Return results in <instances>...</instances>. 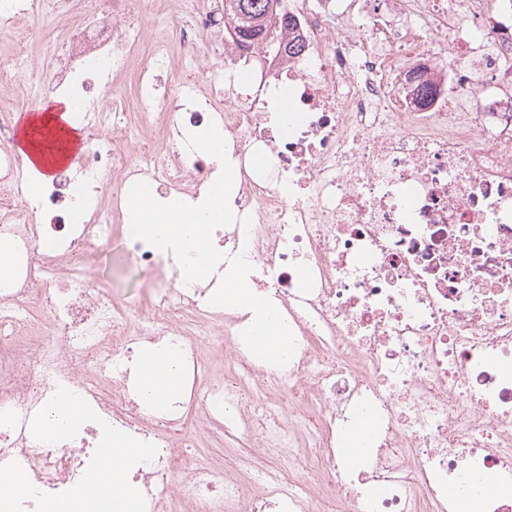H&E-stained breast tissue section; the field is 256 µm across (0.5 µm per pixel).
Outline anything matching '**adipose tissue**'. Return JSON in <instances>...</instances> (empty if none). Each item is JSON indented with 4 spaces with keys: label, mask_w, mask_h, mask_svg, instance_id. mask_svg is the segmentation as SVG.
Instances as JSON below:
<instances>
[{
    "label": "adipose tissue",
    "mask_w": 512,
    "mask_h": 512,
    "mask_svg": "<svg viewBox=\"0 0 512 512\" xmlns=\"http://www.w3.org/2000/svg\"><path fill=\"white\" fill-rule=\"evenodd\" d=\"M138 391L150 407L161 408L182 391V372L178 357L165 356L157 349L138 358ZM103 447L109 448L97 472L75 487L63 500H46L41 512H120L121 505H132L131 492L116 478L128 459L142 456V448L124 436L106 433Z\"/></svg>",
    "instance_id": "obj_1"
}]
</instances>
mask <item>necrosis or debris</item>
<instances>
[{"instance_id": "4bbe7bcc", "label": "necrosis or debris", "mask_w": 512, "mask_h": 512, "mask_svg": "<svg viewBox=\"0 0 512 512\" xmlns=\"http://www.w3.org/2000/svg\"><path fill=\"white\" fill-rule=\"evenodd\" d=\"M303 50L238 47L224 0H0V35L76 10L35 63L0 57V78L83 101L87 148L29 203L0 107V243H18L0 288V472L29 492L0 512H38L93 471L109 431L147 447L125 478L142 512H512L491 490L512 466V0H285ZM362 22L366 34L347 28ZM448 36L451 69L429 67L422 30ZM251 64V84L233 71ZM177 74L176 83L164 76ZM435 86L420 103L396 79ZM130 81L133 96L102 90ZM287 84V111L275 92ZM224 127L238 171L230 202L250 218L251 274L291 328L285 367L244 349L225 319L231 380L204 385L197 341L212 334L206 291L180 284L173 254L125 233L143 181L197 199L214 165L188 133ZM84 223H74L75 214ZM120 236L137 269L170 278L132 302L89 287L93 243ZM146 343L182 355L185 404L147 410L131 363ZM90 418L59 441L34 424L60 395ZM245 452L178 470L189 414ZM372 417L367 460L340 450ZM315 456H308V449Z\"/></svg>"}]
</instances>
